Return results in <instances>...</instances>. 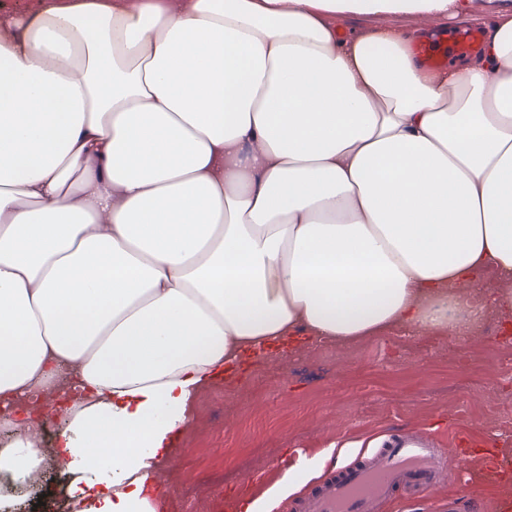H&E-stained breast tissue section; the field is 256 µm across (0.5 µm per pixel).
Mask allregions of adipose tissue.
Returning a JSON list of instances; mask_svg holds the SVG:
<instances>
[{
  "label": "adipose tissue",
  "mask_w": 512,
  "mask_h": 512,
  "mask_svg": "<svg viewBox=\"0 0 512 512\" xmlns=\"http://www.w3.org/2000/svg\"><path fill=\"white\" fill-rule=\"evenodd\" d=\"M475 0H28L0 16V472L58 418L69 512H157L154 470L242 358L512 317V12L435 69L334 15ZM244 500L277 502L319 474ZM480 45L481 35L479 33L464 34L460 37L458 41L457 54L466 56L476 55L479 52ZM458 55H453L450 57V59L448 60V66L460 65L474 58H465Z\"/></svg>",
  "instance_id": "adipose-tissue-1"
}]
</instances>
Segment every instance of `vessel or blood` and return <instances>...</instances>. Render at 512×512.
I'll return each mask as SVG.
<instances>
[{
  "instance_id": "vessel-or-blood-1",
  "label": "vessel or blood",
  "mask_w": 512,
  "mask_h": 512,
  "mask_svg": "<svg viewBox=\"0 0 512 512\" xmlns=\"http://www.w3.org/2000/svg\"><path fill=\"white\" fill-rule=\"evenodd\" d=\"M440 461L435 448L423 440L396 438L381 448L375 461L345 466L299 505L301 512H376L378 504L397 489L411 486L430 491Z\"/></svg>"
}]
</instances>
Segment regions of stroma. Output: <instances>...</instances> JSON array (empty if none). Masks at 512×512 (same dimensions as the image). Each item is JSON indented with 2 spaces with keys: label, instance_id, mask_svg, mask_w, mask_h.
<instances>
[{
  "label": "stroma",
  "instance_id": "obj_1",
  "mask_svg": "<svg viewBox=\"0 0 512 512\" xmlns=\"http://www.w3.org/2000/svg\"><path fill=\"white\" fill-rule=\"evenodd\" d=\"M341 31L424 28L431 41L450 45L461 28L448 19L425 24L416 16L336 15ZM487 331L453 339L396 330L363 341H319L294 352L262 351L232 381L201 391L192 421L169 457L157 466L167 497L186 512H225L224 499L261 495L285 476L300 474L305 461L331 446L349 463L368 441L429 433L434 447L452 454L457 433L512 461V335L501 317H486ZM287 458V471L275 463ZM458 466L465 481L441 479L433 496L409 488L395 492L381 512H441L456 500L459 512H503L512 502V469L489 473L480 457L465 454ZM264 479L248 485L254 473ZM486 489L480 507L470 502L468 481Z\"/></svg>",
  "mask_w": 512,
  "mask_h": 512
}]
</instances>
